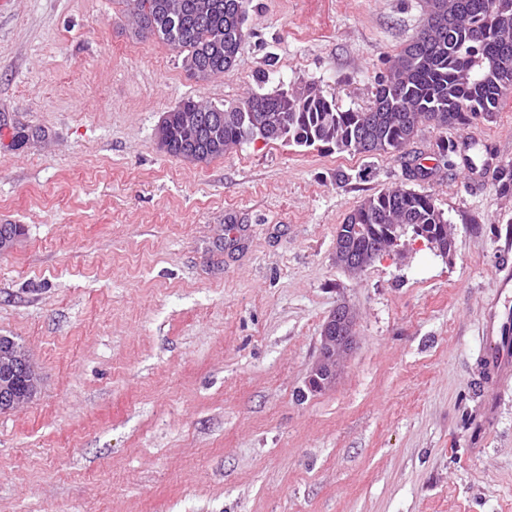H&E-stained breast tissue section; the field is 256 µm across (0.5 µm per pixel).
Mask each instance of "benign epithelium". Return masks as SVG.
Instances as JSON below:
<instances>
[{"label":"benign epithelium","instance_id":"benign-epithelium-1","mask_svg":"<svg viewBox=\"0 0 512 512\" xmlns=\"http://www.w3.org/2000/svg\"><path fill=\"white\" fill-rule=\"evenodd\" d=\"M400 252V249L393 250ZM384 247L368 255H352L344 241L336 238V264L357 274L370 266L381 254L391 253ZM356 319L351 308L342 303L322 325L318 354L313 363L308 386L314 392L329 389L336 380L338 366L351 353L354 345ZM41 388L40 375L35 371L28 354L9 336H0V413L13 410L20 403L37 395Z\"/></svg>","mask_w":512,"mask_h":512}]
</instances>
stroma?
<instances>
[{
  "instance_id": "1",
  "label": "stroma",
  "mask_w": 512,
  "mask_h": 512,
  "mask_svg": "<svg viewBox=\"0 0 512 512\" xmlns=\"http://www.w3.org/2000/svg\"><path fill=\"white\" fill-rule=\"evenodd\" d=\"M233 69L199 82L135 36L129 0H0V336L39 394L0 415V512H512V94L382 156L258 139L169 156L183 100L318 81L341 109L417 30L424 0H247ZM469 144L446 163L440 140ZM434 194L449 257L405 237L358 275L336 229L367 196ZM357 315L335 385L323 322ZM355 327V315L344 303L339 304L323 323L318 354L308 378V386L313 392L325 391L334 384L340 362L353 349ZM494 355L491 364L498 371L501 364L510 365L512 362V317L507 315L502 336H498L494 344Z\"/></svg>"
}]
</instances>
